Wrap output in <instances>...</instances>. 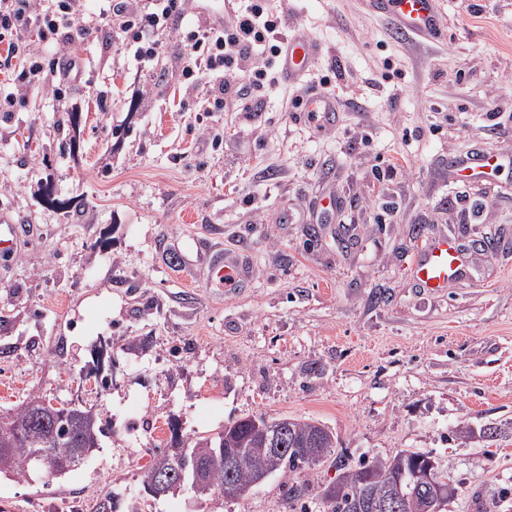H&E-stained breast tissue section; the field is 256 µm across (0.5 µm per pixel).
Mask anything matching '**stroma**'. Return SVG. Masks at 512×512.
Here are the masks:
<instances>
[{
    "mask_svg": "<svg viewBox=\"0 0 512 512\" xmlns=\"http://www.w3.org/2000/svg\"><path fill=\"white\" fill-rule=\"evenodd\" d=\"M272 5L323 54L262 111H205L177 18L144 64L97 28L69 49L67 98L45 81L0 112V211L33 230L0 256V413L79 397L104 431L64 476H0V512H94L109 491L131 512H283L288 485L335 481L328 459L236 501L145 493L155 446L128 449L145 418L190 447L260 413L321 422L353 464L432 453L458 484L445 512H512V0H439L430 40L365 0ZM323 78L339 107L324 125L297 104ZM474 147L501 166L461 178ZM434 236L467 265L430 293L411 262ZM211 237L246 253L242 287L211 281Z\"/></svg>",
    "mask_w": 512,
    "mask_h": 512,
    "instance_id": "stroma-1",
    "label": "stroma"
}]
</instances>
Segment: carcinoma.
<instances>
[{"label":"carcinoma","mask_w":512,"mask_h":512,"mask_svg":"<svg viewBox=\"0 0 512 512\" xmlns=\"http://www.w3.org/2000/svg\"><path fill=\"white\" fill-rule=\"evenodd\" d=\"M45 402L43 395L29 396L14 416L11 431L0 429V442L5 438L12 441L11 447L0 448V474L22 478L36 465L47 475L60 477L79 465L67 443L82 440L86 430L96 428V422L89 417V410L79 405L56 421L61 441L58 446L50 445L46 441V429L34 419V411ZM219 448H233L243 457V467L233 473L218 465L211 474L214 489L210 494L233 500L246 495L260 474L297 473L321 464L335 454L336 439L332 431L314 420L248 415L225 424L216 437L206 438L192 448L173 443L157 450L144 467L143 486L153 485L155 470L160 467L181 471L184 482H190L194 462L211 459ZM335 461L341 477L317 494L326 512H380L382 502L398 493L406 497L402 512H423V497L428 489L416 484L415 473L429 469L431 477L441 485L451 482L448 468L431 465L433 458L428 452L401 450L390 458L363 460L354 465L343 457ZM305 496V487H289V508L310 512L311 505Z\"/></svg>","instance_id":"carcinoma-1"}]
</instances>
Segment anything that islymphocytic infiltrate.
<instances>
[{"label":"lymphocytic infiltrate","instance_id":"f902f5d3","mask_svg":"<svg viewBox=\"0 0 512 512\" xmlns=\"http://www.w3.org/2000/svg\"><path fill=\"white\" fill-rule=\"evenodd\" d=\"M185 0H151L148 9L123 5L99 13L100 21L117 26L128 37L136 60L152 59L158 44L151 35L167 26L174 13L183 11ZM284 16L274 10L269 0H243L231 25H197L179 33L178 43L187 77L210 84V111H223L232 101L243 111H259L261 90L277 84L278 59L285 41ZM37 29L41 39L54 40L55 61L43 62L39 52L20 57L10 66L13 93L0 96V112L10 111L16 94H27L42 77L58 70V59L76 42L86 40L91 32L82 16L80 0H0V43L17 49L30 29ZM264 60L263 67L252 68L253 58Z\"/></svg>","mask_w":512,"mask_h":512}]
</instances>
